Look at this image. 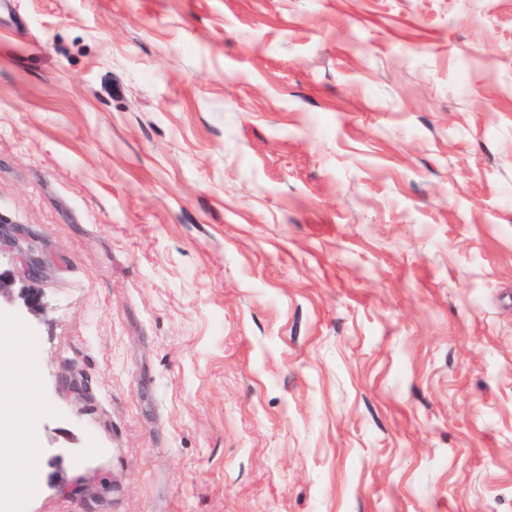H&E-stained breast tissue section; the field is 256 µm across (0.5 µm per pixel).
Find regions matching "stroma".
<instances>
[{
  "label": "stroma",
  "mask_w": 512,
  "mask_h": 512,
  "mask_svg": "<svg viewBox=\"0 0 512 512\" xmlns=\"http://www.w3.org/2000/svg\"><path fill=\"white\" fill-rule=\"evenodd\" d=\"M0 219L26 512H512V0H12ZM45 263L27 252L18 249L17 269L2 270L0 267V309L2 302L15 305L25 316L39 317L45 311L42 293L28 283L40 281ZM21 284L19 288H15ZM0 341L10 350L6 358L0 362V379L13 380L14 376L19 378L18 372L30 362L26 348L16 342V336L11 331L2 333Z\"/></svg>",
  "instance_id": "obj_1"
}]
</instances>
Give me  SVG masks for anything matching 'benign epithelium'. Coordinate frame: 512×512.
<instances>
[{
    "instance_id": "obj_1",
    "label": "benign epithelium",
    "mask_w": 512,
    "mask_h": 512,
    "mask_svg": "<svg viewBox=\"0 0 512 512\" xmlns=\"http://www.w3.org/2000/svg\"><path fill=\"white\" fill-rule=\"evenodd\" d=\"M26 230L18 224L0 225V247H16ZM45 263L23 251L17 253V269H0V303L17 307L25 316L39 317L45 311L42 293L31 283L42 279Z\"/></svg>"
}]
</instances>
